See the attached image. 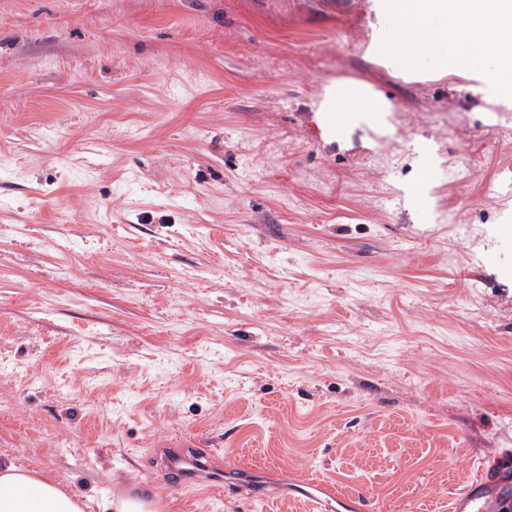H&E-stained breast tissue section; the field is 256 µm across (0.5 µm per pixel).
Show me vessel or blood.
<instances>
[{
    "mask_svg": "<svg viewBox=\"0 0 512 512\" xmlns=\"http://www.w3.org/2000/svg\"><path fill=\"white\" fill-rule=\"evenodd\" d=\"M159 467L176 486H197L203 489L223 487L224 470L216 456L200 450L171 449L163 457ZM512 483V452L503 451L496 461L480 464L468 478L462 492L450 503L451 512H512V501L501 494L503 487ZM290 491L296 501L301 502L307 512H359L357 497H338L332 487L320 482H304L288 479Z\"/></svg>",
    "mask_w": 512,
    "mask_h": 512,
    "instance_id": "b4317fda",
    "label": "vessel or blood"
}]
</instances>
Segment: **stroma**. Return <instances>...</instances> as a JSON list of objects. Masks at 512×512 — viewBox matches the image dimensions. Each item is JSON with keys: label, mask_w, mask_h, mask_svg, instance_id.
Segmentation results:
<instances>
[{"label": "stroma", "mask_w": 512, "mask_h": 512, "mask_svg": "<svg viewBox=\"0 0 512 512\" xmlns=\"http://www.w3.org/2000/svg\"><path fill=\"white\" fill-rule=\"evenodd\" d=\"M374 6L0 0V452L89 512H300L284 472L448 512L512 448V153L467 168L492 91L386 57ZM345 81L392 109L335 138ZM210 452L192 448H171L169 455L160 459L159 467L176 486H198L202 489L224 487V469ZM101 512H157L156 503L147 494H124L105 500Z\"/></svg>", "instance_id": "stroma-1"}]
</instances>
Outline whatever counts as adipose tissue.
<instances>
[{
    "label": "adipose tissue",
    "instance_id": "adipose-tissue-1",
    "mask_svg": "<svg viewBox=\"0 0 512 512\" xmlns=\"http://www.w3.org/2000/svg\"><path fill=\"white\" fill-rule=\"evenodd\" d=\"M384 8L390 24L387 54L434 60L447 44L467 46L488 62L483 84L512 100V86L501 81L503 72L512 70V0H386ZM318 109L329 132L342 135L346 129L337 126L336 113L351 121L366 112L389 111L390 105L356 82L326 87ZM88 507L85 497L60 481L0 455V512H87Z\"/></svg>",
    "mask_w": 512,
    "mask_h": 512
}]
</instances>
